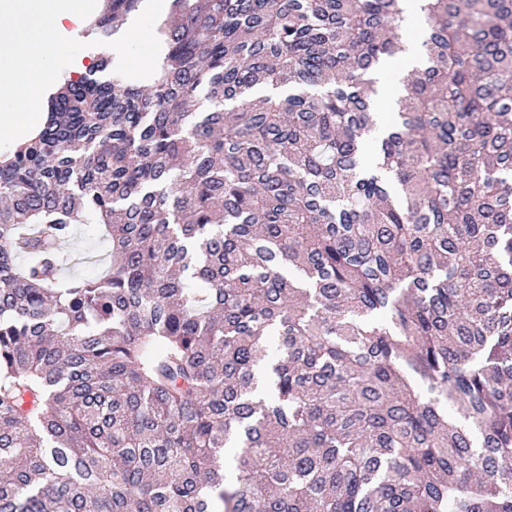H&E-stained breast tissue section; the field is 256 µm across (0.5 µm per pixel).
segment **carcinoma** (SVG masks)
I'll use <instances>...</instances> for the list:
<instances>
[{
	"label": "carcinoma",
	"mask_w": 512,
	"mask_h": 512,
	"mask_svg": "<svg viewBox=\"0 0 512 512\" xmlns=\"http://www.w3.org/2000/svg\"><path fill=\"white\" fill-rule=\"evenodd\" d=\"M420 2L171 0L149 87L49 93L0 155V512H512V0Z\"/></svg>",
	"instance_id": "obj_1"
}]
</instances>
